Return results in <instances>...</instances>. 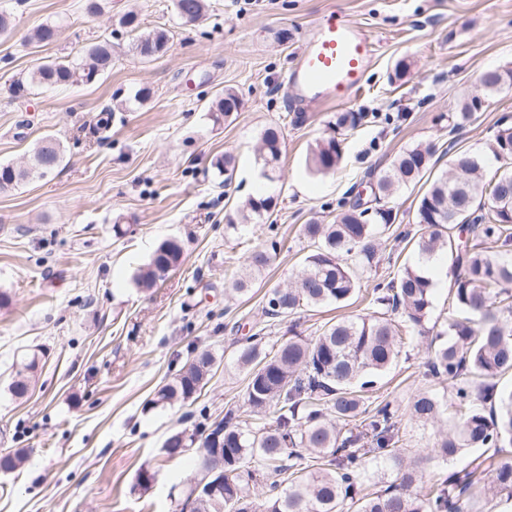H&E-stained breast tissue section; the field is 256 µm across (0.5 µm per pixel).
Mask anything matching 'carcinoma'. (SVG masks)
Instances as JSON below:
<instances>
[{
  "instance_id": "cac0c4a2",
  "label": "carcinoma",
  "mask_w": 512,
  "mask_h": 512,
  "mask_svg": "<svg viewBox=\"0 0 512 512\" xmlns=\"http://www.w3.org/2000/svg\"><path fill=\"white\" fill-rule=\"evenodd\" d=\"M183 19L198 21L206 0H174ZM163 30L139 34L137 54L151 59L167 49ZM112 66V45L95 43L80 62L67 59L42 63L15 92L29 86H77L91 83ZM487 94L512 86V68L487 70L479 76ZM235 91L212 103L214 121L239 111ZM473 100L465 96L455 113L453 127L472 121ZM363 119L345 112L333 130H352ZM282 130L270 126L260 138L258 155L263 176L271 178L281 155ZM501 169L488 180L478 160L448 143L451 175L429 181L418 199L415 227L403 235L412 245L413 260L396 277L379 282L367 293L369 312L327 323L319 336L298 334L267 346L263 329L237 341L235 361L248 376L244 403L247 418L233 410L222 418L224 449L212 454L209 468L224 471V496L196 495L179 503L189 512H482L474 507L472 489L480 482L483 462L470 470L453 471L440 484L424 480L434 463L451 462L468 448L512 445V390L497 392L489 381L512 372V124L497 128L488 143ZM438 148L419 143L403 149L375 185L376 209L369 217L358 202H344L332 224L311 221L302 232L311 245L296 280L267 296L263 315L284 320L302 307L334 304L341 308L361 290V276L379 263L382 234L396 223L398 212L382 204L404 187L431 173ZM342 160L341 140L331 135L317 142L309 159L310 170L326 174ZM63 162L60 143L47 137L32 151L24 166L0 164V191L46 177ZM272 209L269 197H251L238 210L243 224H260ZM277 251V242L254 247L247 257V272L233 279L230 288L244 295L252 276L264 271ZM183 249L165 240L135 279L149 289L164 281L181 263ZM445 258L453 276L454 310L430 343L427 375L452 386L464 408L453 429L438 435L430 452L404 460L396 452L400 422L390 403L368 408L367 393L377 378L399 357V324L394 316L421 325L433 309L434 288L422 264ZM278 301L279 307L272 306ZM32 353L11 384L13 395L27 394L36 373ZM215 356L194 348L184 365L149 401L152 407L185 402L202 392L213 376ZM490 409H485V404ZM441 401L433 393L415 394L408 418L425 426L437 420ZM193 429L172 432L167 457L181 458L196 444V436L212 427L209 415ZM390 462L393 479L367 493L361 478L371 460ZM512 498V462L500 463L485 487V497Z\"/></svg>"
}]
</instances>
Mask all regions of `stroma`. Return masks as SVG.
<instances>
[{
    "label": "stroma",
    "mask_w": 512,
    "mask_h": 512,
    "mask_svg": "<svg viewBox=\"0 0 512 512\" xmlns=\"http://www.w3.org/2000/svg\"><path fill=\"white\" fill-rule=\"evenodd\" d=\"M0 0L12 28L0 34V163L23 164L43 138L60 141L64 158L47 177L0 192V452L23 448L25 463L0 473V512H175L173 486L193 474L191 457L167 459L163 444L193 427L200 410L223 417L243 406L246 374L235 342L262 324L270 291L298 273L311 244L301 231L315 219L334 222L351 199L387 170L395 155L437 143L433 175L448 168V144L486 156L499 119L512 115V87L487 95L473 121L451 131L447 118L482 71L512 65V0H208L205 17L187 24L173 0ZM135 11L142 30H167L165 54L142 59L121 23ZM347 15L376 44L367 84L356 99L325 107L299 104L288 79L301 44L330 12ZM58 26L50 43L34 40L41 24ZM112 45V67L94 82L67 88L15 83L33 67L78 58L99 41ZM412 63L394 80L400 59ZM150 96H133L140 88ZM233 89L242 106L213 122L212 102ZM345 112L365 113L348 131L341 164L321 176L307 168L310 148ZM280 126L282 155L265 180L256 148L265 128ZM236 159L231 182L212 167L224 152ZM267 185L275 203L280 249L250 293L227 290L247 251L268 224L228 225L237 205ZM121 225L115 235L113 225ZM177 239L183 262L157 287L134 276L159 242ZM307 308L275 322L271 341L297 333L314 338L327 321L363 313ZM427 337L412 335L370 400L405 407L422 390L451 399L448 384L427 379ZM212 349L217 364L198 398L150 408L193 348ZM41 363L29 393L14 397L22 353ZM455 409L420 426L403 421L400 452L426 450L451 429ZM156 473L136 488L140 468Z\"/></svg>",
    "instance_id": "obj_1"
}]
</instances>
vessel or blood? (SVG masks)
Returning a JSON list of instances; mask_svg holds the SVG:
<instances>
[{
  "mask_svg": "<svg viewBox=\"0 0 512 512\" xmlns=\"http://www.w3.org/2000/svg\"><path fill=\"white\" fill-rule=\"evenodd\" d=\"M375 47L364 30L333 12L317 24L294 61L290 80L302 101L329 105L359 95Z\"/></svg>",
  "mask_w": 512,
  "mask_h": 512,
  "instance_id": "1",
  "label": "vessel or blood"
}]
</instances>
